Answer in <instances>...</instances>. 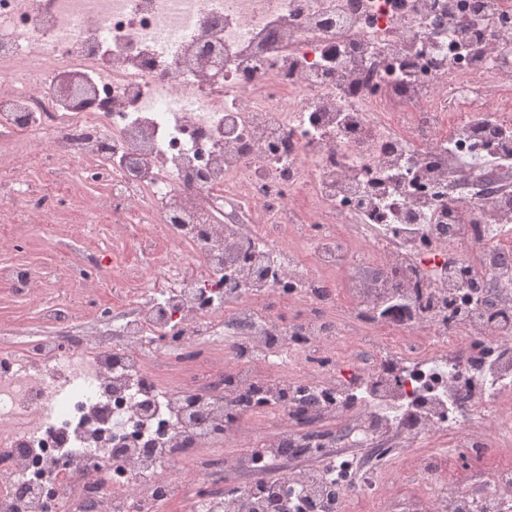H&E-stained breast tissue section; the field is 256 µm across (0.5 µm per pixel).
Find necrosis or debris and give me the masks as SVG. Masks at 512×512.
Returning a JSON list of instances; mask_svg holds the SVG:
<instances>
[{
    "mask_svg": "<svg viewBox=\"0 0 512 512\" xmlns=\"http://www.w3.org/2000/svg\"><path fill=\"white\" fill-rule=\"evenodd\" d=\"M80 184L112 254L71 277L87 321L0 336V512H251L243 470L364 446L312 510L347 512L447 432L415 512H512V467L481 475L512 436V0H0V191L47 225ZM257 416L261 458L214 468Z\"/></svg>",
    "mask_w": 512,
    "mask_h": 512,
    "instance_id": "obj_1",
    "label": "necrosis or debris"
}]
</instances>
